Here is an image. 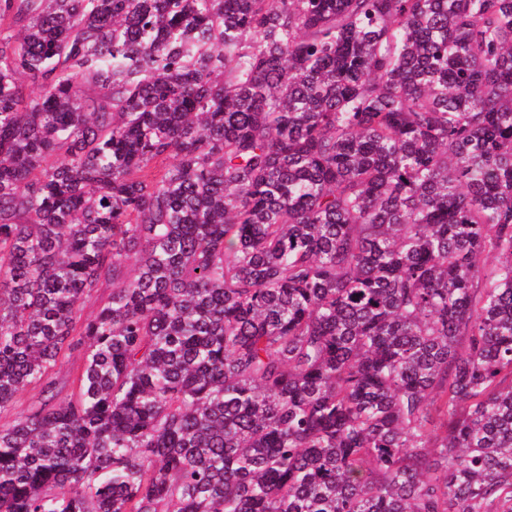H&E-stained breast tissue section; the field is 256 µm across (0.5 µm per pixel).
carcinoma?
<instances>
[{
    "instance_id": "carcinoma-1",
    "label": "carcinoma",
    "mask_w": 512,
    "mask_h": 512,
    "mask_svg": "<svg viewBox=\"0 0 512 512\" xmlns=\"http://www.w3.org/2000/svg\"><path fill=\"white\" fill-rule=\"evenodd\" d=\"M9 414L0 512H512V0H0Z\"/></svg>"
}]
</instances>
